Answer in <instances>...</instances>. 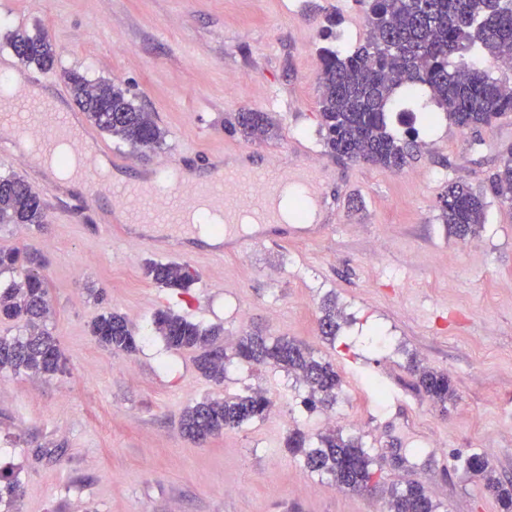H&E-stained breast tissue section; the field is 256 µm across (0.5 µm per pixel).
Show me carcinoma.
<instances>
[{"instance_id": "carcinoma-1", "label": "carcinoma", "mask_w": 512, "mask_h": 512, "mask_svg": "<svg viewBox=\"0 0 512 512\" xmlns=\"http://www.w3.org/2000/svg\"><path fill=\"white\" fill-rule=\"evenodd\" d=\"M8 45L25 64L51 70L55 46L41 34L15 32ZM512 58V0H371L368 30L362 44L344 55L331 48L321 50L319 126L325 151L336 158L365 161L391 171L407 164L417 137L398 138L388 130V113L406 97L429 96L448 120L461 128L488 125L512 112V91L489 73L487 62ZM76 104L101 131L130 147L157 149L165 131L151 113L136 105L127 91L109 81L93 83L77 71L65 73ZM273 124L264 112H240L235 130L251 138L270 133ZM496 195L512 192V148L500 157L492 179ZM486 202L464 181L448 183L440 197L443 223L460 237L477 236L485 223ZM41 199L20 178L0 177V224H43ZM26 265L24 278L0 290V318L24 321V333L0 336V374L11 372L53 376L63 372L65 359L48 328L51 315L48 289L40 274L44 259L37 252L0 248V273ZM145 273L171 290L187 291L195 281L189 266L177 262H149ZM340 312L327 298L321 305L319 330L335 338ZM153 323L167 348L197 352L198 370L215 384L224 382L226 366L234 361L269 365L293 375L308 389L305 405L331 407L342 387L334 365L312 350L285 336L264 337L245 333L231 349L218 343L224 330L203 328L169 310L155 312ZM91 333L104 347L131 354L135 336L124 316L99 315ZM409 371L418 388L440 410L456 398L448 373L425 367L412 359ZM272 402L265 392L251 389L244 395L210 398L187 407L180 419L182 432L204 441L226 430L265 419ZM287 448L301 456L304 468L327 476L339 489L360 492L376 479L378 459L362 446L359 437L330 430L308 447L307 437L291 432ZM468 472L481 478L483 492L493 498L500 512H512V483L495 474L492 461L474 453L465 460ZM19 480L0 472V503H12L19 495ZM388 512H437L423 485L416 481L393 484L387 489Z\"/></svg>"}]
</instances>
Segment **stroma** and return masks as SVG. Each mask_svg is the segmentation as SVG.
<instances>
[{"label":"stroma","mask_w":512,"mask_h":512,"mask_svg":"<svg viewBox=\"0 0 512 512\" xmlns=\"http://www.w3.org/2000/svg\"><path fill=\"white\" fill-rule=\"evenodd\" d=\"M16 30L46 34L58 53L55 101L76 111L64 77L126 87L166 132L159 149H138L115 172L134 181L182 154L207 169L213 152L234 162L252 149L260 164L309 170L320 218L302 238L272 245L259 236L224 256L188 243L197 275L187 292L145 274L157 255L90 222L116 199L86 202L81 190L33 185L41 227L0 224V246L33 249L52 305L49 326L66 368L52 377L0 374V469L15 471L16 501L0 512H381L380 488L339 490L308 472L286 447L324 419L357 431L383 454L381 482L422 484L440 512H499L479 477L463 468L488 453L512 479V201L491 178L512 146V114L492 128L461 131L446 116L424 125L427 98L390 115L420 150L403 170L328 155L319 133V50L362 43V0H0V73H30L6 43ZM266 112L274 137L234 132L238 113ZM454 180L487 203L479 235L462 240L440 217ZM89 206L85 223L67 217ZM342 312L335 340L319 333V307ZM168 309L224 329V344L254 331L288 336L330 360L343 379L331 408L306 410L307 389L267 366L229 367L223 384L203 378L191 351L167 349L152 324ZM123 315L139 349L103 347L90 332L101 313ZM448 372L457 391L447 411L413 385L409 357ZM248 388L267 392L274 414L197 442L180 429L183 410Z\"/></svg>","instance_id":"1"}]
</instances>
